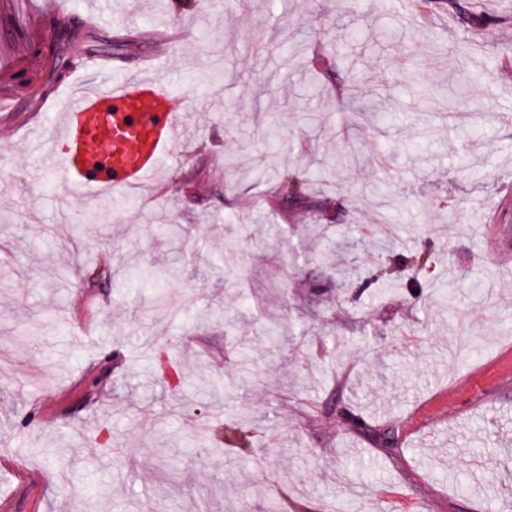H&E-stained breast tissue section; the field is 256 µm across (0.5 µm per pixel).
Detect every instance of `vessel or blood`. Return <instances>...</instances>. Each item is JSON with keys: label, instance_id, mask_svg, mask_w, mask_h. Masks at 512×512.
<instances>
[{"label": "vessel or blood", "instance_id": "obj_1", "mask_svg": "<svg viewBox=\"0 0 512 512\" xmlns=\"http://www.w3.org/2000/svg\"><path fill=\"white\" fill-rule=\"evenodd\" d=\"M85 67L107 79L57 100L51 133L66 152L44 156L46 168L62 170L67 184L98 192L141 188L169 167L170 147L188 114L162 75L112 73L101 58Z\"/></svg>", "mask_w": 512, "mask_h": 512}]
</instances>
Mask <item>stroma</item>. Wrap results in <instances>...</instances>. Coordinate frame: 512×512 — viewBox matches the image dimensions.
Instances as JSON below:
<instances>
[{
  "mask_svg": "<svg viewBox=\"0 0 512 512\" xmlns=\"http://www.w3.org/2000/svg\"><path fill=\"white\" fill-rule=\"evenodd\" d=\"M457 2L490 25L411 0H0L24 117L0 123V512H507L512 0ZM172 25L160 73L192 118L158 184L39 178L44 97ZM284 170L322 174V206H271Z\"/></svg>",
  "mask_w": 512,
  "mask_h": 512,
  "instance_id": "obj_1",
  "label": "stroma"
}]
</instances>
